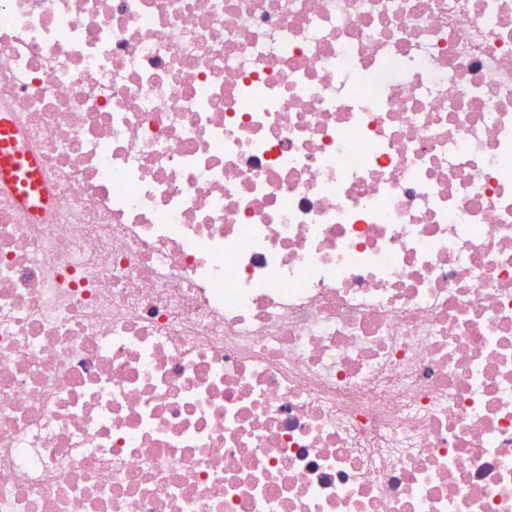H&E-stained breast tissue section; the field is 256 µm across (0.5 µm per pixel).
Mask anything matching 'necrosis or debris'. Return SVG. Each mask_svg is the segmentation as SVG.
<instances>
[{
	"label": "necrosis or debris",
	"instance_id": "necrosis-or-debris-1",
	"mask_svg": "<svg viewBox=\"0 0 512 512\" xmlns=\"http://www.w3.org/2000/svg\"><path fill=\"white\" fill-rule=\"evenodd\" d=\"M0 512H512V0H0ZM12 121L4 113L0 115V183L10 185L19 199L31 210L39 209L30 201L43 203V192L36 178V162L33 156L20 147L11 134Z\"/></svg>",
	"mask_w": 512,
	"mask_h": 512
}]
</instances>
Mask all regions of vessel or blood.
I'll use <instances>...</instances> for the list:
<instances>
[{
  "label": "vessel or blood",
  "instance_id": "b4317fda",
  "mask_svg": "<svg viewBox=\"0 0 512 512\" xmlns=\"http://www.w3.org/2000/svg\"><path fill=\"white\" fill-rule=\"evenodd\" d=\"M12 121L0 115V183L10 185L23 203L42 201L33 156L11 134Z\"/></svg>",
  "mask_w": 512,
  "mask_h": 512
}]
</instances>
